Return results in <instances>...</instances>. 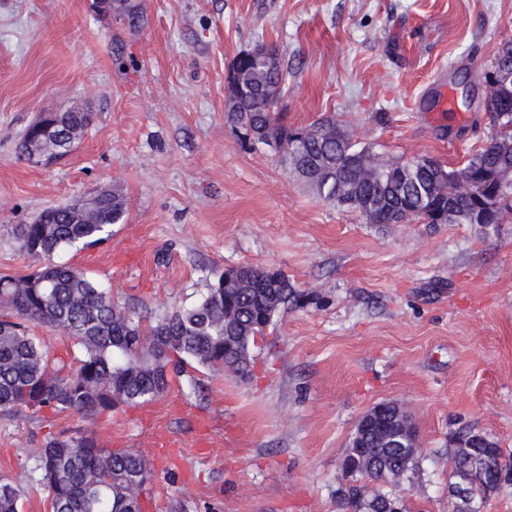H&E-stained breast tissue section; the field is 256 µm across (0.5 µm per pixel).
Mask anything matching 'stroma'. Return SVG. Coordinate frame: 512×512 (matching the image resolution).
I'll return each mask as SVG.
<instances>
[{
    "instance_id": "1",
    "label": "stroma",
    "mask_w": 512,
    "mask_h": 512,
    "mask_svg": "<svg viewBox=\"0 0 512 512\" xmlns=\"http://www.w3.org/2000/svg\"><path fill=\"white\" fill-rule=\"evenodd\" d=\"M129 30L98 0H0V273L40 268L14 225L47 207L119 189L124 223L60 259L112 290L145 324L196 304L216 275L280 271L316 303L280 313L258 337L253 370L87 418L0 411V482L50 512L33 460L46 440L91 431L142 454L145 512H339L341 460L376 403L405 404L421 476L402 483L408 512H448L453 434H489L512 453V216L476 224H369L320 198L268 147L224 122V80L241 51L273 45L290 124L331 119L380 159L461 166L490 116L463 106L503 43L512 0H139ZM449 93L451 110L425 108ZM92 122L49 164L15 145L39 115ZM178 446L161 459L155 435Z\"/></svg>"
}]
</instances>
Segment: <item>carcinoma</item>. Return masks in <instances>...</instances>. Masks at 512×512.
I'll return each instance as SVG.
<instances>
[{"mask_svg":"<svg viewBox=\"0 0 512 512\" xmlns=\"http://www.w3.org/2000/svg\"><path fill=\"white\" fill-rule=\"evenodd\" d=\"M120 15L129 29L143 22L139 5L121 0ZM243 81L224 112L225 124L238 133L270 138L290 170L322 199L358 211L369 224L405 218L424 224H470L476 198L459 191L475 178L486 186L512 175V89L490 112L483 146L460 168L428 157L400 159L367 176L361 161L374 146L353 140L328 120L310 129L284 123L277 103L284 85L281 61L266 66L258 56L237 55ZM91 123L89 112L54 114L45 143L54 158L71 147L70 130ZM495 217L512 211V188L492 202ZM126 216L122 193H98L44 209L15 235L29 255L45 264L31 274H0V409L36 418L45 412L84 416L110 414L120 406L149 403L166 392L173 375L197 365L214 373L250 374L251 345L275 316L314 298L296 288L287 275L275 278L250 266L251 281L224 275L208 285L194 306L175 310L149 326L136 313L112 301V291L83 271L54 261L79 245L97 243ZM63 331L75 341L80 358L72 365L54 358L31 327ZM378 426L361 440L350 439L336 488L340 512H389L397 501L390 486L420 471L417 448H383L372 441ZM39 485L51 512H143L150 474L147 459L130 449L105 448L92 433L53 438L35 456ZM512 492V455L498 443L452 457L448 495L451 512H461L457 495L465 493L466 512ZM22 491L0 483V512H18Z\"/></svg>","mask_w":512,"mask_h":512,"instance_id":"obj_1","label":"carcinoma"}]
</instances>
